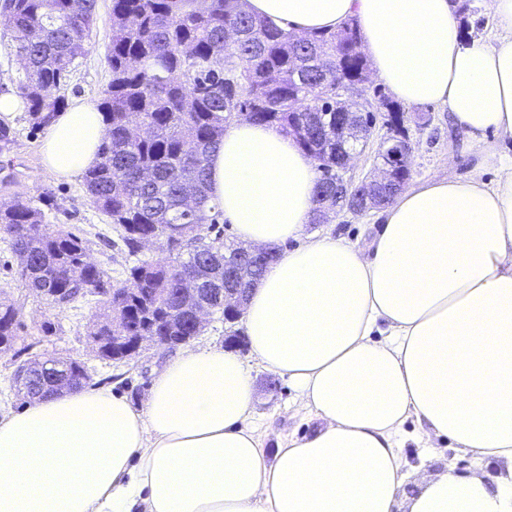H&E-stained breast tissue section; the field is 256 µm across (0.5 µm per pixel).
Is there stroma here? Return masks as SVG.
Segmentation results:
<instances>
[{
    "label": "stroma",
    "instance_id": "35a3bbf8",
    "mask_svg": "<svg viewBox=\"0 0 512 512\" xmlns=\"http://www.w3.org/2000/svg\"><path fill=\"white\" fill-rule=\"evenodd\" d=\"M110 6L111 0H99L89 51L80 59L62 89L67 100L87 97L98 102L104 96L110 79L106 62L111 34ZM425 110L431 113L432 120L420 128L414 123L415 107L404 109L405 128L413 143L410 184L431 178H465L474 174L487 182L494 180V171L480 165V146L464 129L451 123L447 106L429 104ZM7 123L14 129L16 139L9 153L0 154V168H10L15 180L8 186L0 184V200H35L43 193H51L53 201L44 209L47 229L64 226L86 239L89 259L105 269L113 284L125 282L126 269L135 259L151 260L158 256L159 249L155 246L141 250L134 258L112 247L110 241L116 236L112 221L87 204L82 176L54 177L44 171L41 148L46 128H32L24 112L8 118ZM379 221L380 212L376 209L363 214L338 212L329 215L326 223L316 225L315 230L340 234L364 245L368 242L366 226ZM18 268L19 260L11 248L10 239L0 231V302L19 309L21 344L32 345L34 353L41 356L80 359L91 375L92 384L111 388L134 408H141L153 379L176 357V350L149 347L138 358L124 364L98 357L89 344L86 330L102 307L99 297L88 295L60 307L50 304L23 288ZM46 324L53 327L47 336L41 331ZM240 355L252 371L256 387L253 419L266 434V447L276 448L280 431H294L300 435L311 431L315 423L297 414L296 394L287 379H280L276 394H267L263 389L266 370L253 360L249 349H241ZM417 429L416 420L407 421L404 426L407 439L400 450L402 467L409 478L421 469L434 476L450 467L461 475L478 473L475 458L458 452L450 442H443L437 454L420 447L413 439Z\"/></svg>",
    "mask_w": 512,
    "mask_h": 512
}]
</instances>
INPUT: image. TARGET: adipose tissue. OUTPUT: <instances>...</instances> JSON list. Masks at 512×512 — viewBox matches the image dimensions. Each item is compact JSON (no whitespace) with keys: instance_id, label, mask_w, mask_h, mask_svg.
Returning <instances> with one entry per match:
<instances>
[{"instance_id":"1","label":"adipose tissue","mask_w":512,"mask_h":512,"mask_svg":"<svg viewBox=\"0 0 512 512\" xmlns=\"http://www.w3.org/2000/svg\"><path fill=\"white\" fill-rule=\"evenodd\" d=\"M299 33L357 19L371 69L401 102L443 104L475 141H512V0L500 34L464 44L455 0H245ZM106 117L88 98L51 119L43 167L95 166ZM497 178L429 180L385 209L367 248L307 235L316 166L294 138L232 122L208 161L210 194L238 241L281 253L244 306L249 347L318 427L251 424L255 387L231 351L188 349L141 409L102 387L50 394L0 418V512H512V155ZM416 419L507 474H420L403 498L399 448Z\"/></svg>"}]
</instances>
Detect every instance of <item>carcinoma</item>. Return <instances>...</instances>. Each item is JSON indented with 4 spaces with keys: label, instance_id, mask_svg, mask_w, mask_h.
<instances>
[{
    "label": "carcinoma",
    "instance_id": "1",
    "mask_svg": "<svg viewBox=\"0 0 512 512\" xmlns=\"http://www.w3.org/2000/svg\"><path fill=\"white\" fill-rule=\"evenodd\" d=\"M98 0H4L6 48L25 62L17 85L32 126L66 108L60 94L74 62L88 52ZM107 54L111 73L101 110L108 129L100 162L84 174L90 205L112 219L128 255L152 238L162 256L140 260L114 285L88 260L77 235L45 228L33 201H0V229L20 260L22 286L55 304L99 295L103 309L87 328L112 359V337L150 329L134 307L154 308L156 334L194 336L178 288L190 277L215 312H224V252L214 233L208 156L225 125L242 116L292 134L336 170V113L343 87L368 69L357 23L305 37L243 11L239 0H112ZM18 312L0 302V351L20 339ZM74 389L90 382L85 365L53 358ZM61 391L30 376L19 392L30 400Z\"/></svg>",
    "mask_w": 512,
    "mask_h": 512
}]
</instances>
